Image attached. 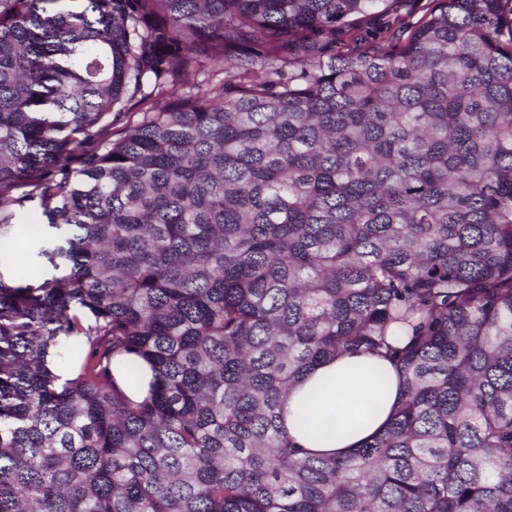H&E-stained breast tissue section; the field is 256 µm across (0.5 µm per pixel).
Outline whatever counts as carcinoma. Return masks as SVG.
<instances>
[{
  "mask_svg": "<svg viewBox=\"0 0 512 512\" xmlns=\"http://www.w3.org/2000/svg\"><path fill=\"white\" fill-rule=\"evenodd\" d=\"M74 2L0 0V512H512V0L345 52L392 0ZM363 353L387 426L308 453L290 389ZM142 95L138 94L132 100L128 101L125 111L117 116L114 124L112 125V139H117L121 136V133L133 122L138 121L142 116L143 112H146L148 108L151 107L153 101H159V105L163 104H172L176 101L177 97L169 98L168 96L162 97H153L152 99H147L145 101H141ZM20 202L11 206L15 212L16 222L23 224H36L43 217L39 198L18 199ZM44 219V218H43ZM116 377L124 383L128 394L132 398H138L148 388L151 371L147 366L138 364L135 361L118 362Z\"/></svg>",
  "mask_w": 512,
  "mask_h": 512,
  "instance_id": "carcinoma-1",
  "label": "carcinoma"
}]
</instances>
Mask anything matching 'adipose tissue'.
<instances>
[{"label": "adipose tissue", "mask_w": 512, "mask_h": 512, "mask_svg": "<svg viewBox=\"0 0 512 512\" xmlns=\"http://www.w3.org/2000/svg\"><path fill=\"white\" fill-rule=\"evenodd\" d=\"M375 402H368V395ZM400 394L391 361L375 354L336 358L307 373L288 396L284 423L306 451L344 455L386 424Z\"/></svg>", "instance_id": "ef3b65f1"}]
</instances>
